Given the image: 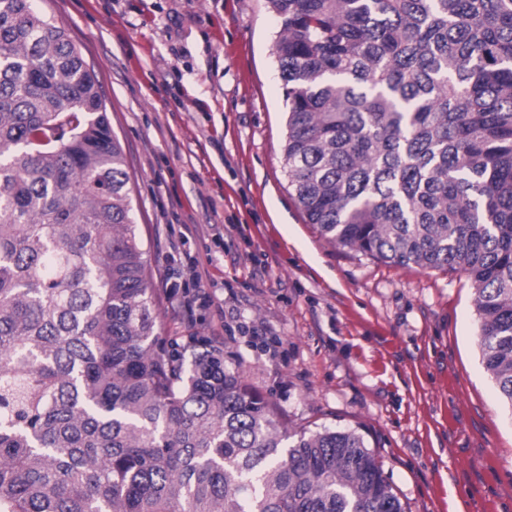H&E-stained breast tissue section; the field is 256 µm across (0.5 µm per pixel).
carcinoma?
I'll return each instance as SVG.
<instances>
[{
    "mask_svg": "<svg viewBox=\"0 0 512 512\" xmlns=\"http://www.w3.org/2000/svg\"><path fill=\"white\" fill-rule=\"evenodd\" d=\"M288 184L327 241L471 281L512 408V0H268ZM93 68L0 0V512H404L350 429L291 432L226 345L165 344Z\"/></svg>",
    "mask_w": 512,
    "mask_h": 512,
    "instance_id": "1",
    "label": "carcinoma"
}]
</instances>
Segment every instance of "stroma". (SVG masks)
Wrapping results in <instances>:
<instances>
[{"label": "stroma", "mask_w": 512, "mask_h": 512, "mask_svg": "<svg viewBox=\"0 0 512 512\" xmlns=\"http://www.w3.org/2000/svg\"><path fill=\"white\" fill-rule=\"evenodd\" d=\"M35 7L101 82L159 336L226 343L288 428L363 435L405 512H512V409L481 362L471 282L366 257L305 222L284 170L267 0ZM200 287L212 306L192 304ZM241 321L279 337L275 353Z\"/></svg>", "instance_id": "1"}]
</instances>
